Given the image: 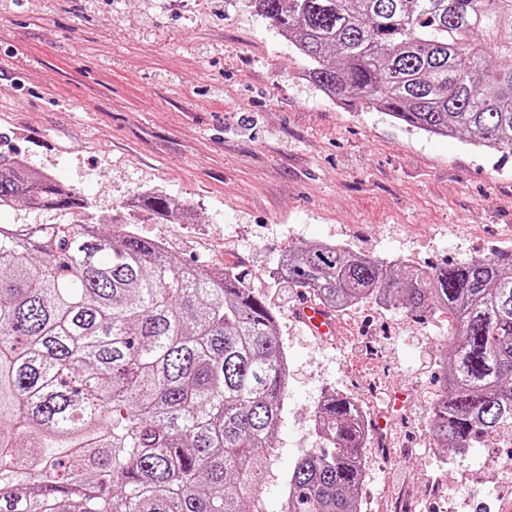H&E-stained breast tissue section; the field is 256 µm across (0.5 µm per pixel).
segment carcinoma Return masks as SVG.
I'll list each match as a JSON object with an SVG mask.
<instances>
[{
    "label": "carcinoma",
    "instance_id": "cac0c4a2",
    "mask_svg": "<svg viewBox=\"0 0 512 512\" xmlns=\"http://www.w3.org/2000/svg\"><path fill=\"white\" fill-rule=\"evenodd\" d=\"M328 99L512 153V0H249ZM86 213L0 155V204ZM146 206L173 216L161 193ZM334 244L288 250L280 280L333 310L367 299L448 318L438 445L512 424V253L424 270ZM288 387L275 315L232 268L183 266L131 231L0 225V512H262ZM324 447L284 512H362L369 431L349 397L315 409ZM253 504L246 509L244 505Z\"/></svg>",
    "mask_w": 512,
    "mask_h": 512
}]
</instances>
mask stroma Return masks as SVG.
I'll return each instance as SVG.
<instances>
[{"instance_id":"1","label":"stroma","mask_w":512,"mask_h":512,"mask_svg":"<svg viewBox=\"0 0 512 512\" xmlns=\"http://www.w3.org/2000/svg\"><path fill=\"white\" fill-rule=\"evenodd\" d=\"M303 69L245 0H0V153L86 199L93 223L237 269L265 297L288 390L263 512H281L284 478L319 445L308 416L333 392L387 417L363 512H512V427L462 452L429 431L445 317L370 299L317 338L292 316L308 294L269 275L317 243L421 267L512 252V154L332 101ZM153 192L194 223L128 207Z\"/></svg>"}]
</instances>
